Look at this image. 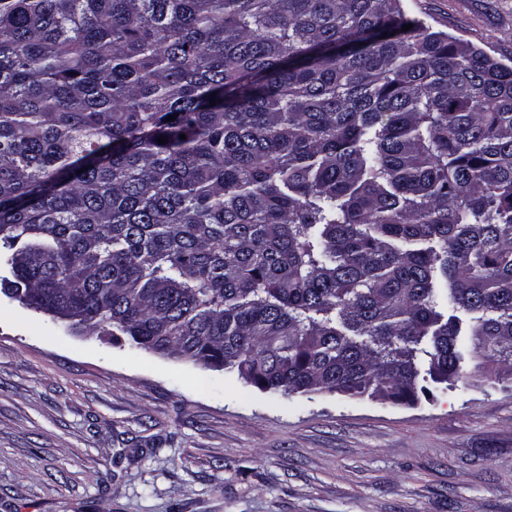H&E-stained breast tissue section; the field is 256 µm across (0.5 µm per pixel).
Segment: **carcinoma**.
<instances>
[{
  "instance_id": "cac0c4a2",
  "label": "carcinoma",
  "mask_w": 512,
  "mask_h": 512,
  "mask_svg": "<svg viewBox=\"0 0 512 512\" xmlns=\"http://www.w3.org/2000/svg\"><path fill=\"white\" fill-rule=\"evenodd\" d=\"M399 2L0 0V293L286 396L512 370V67Z\"/></svg>"
}]
</instances>
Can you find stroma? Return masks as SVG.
Instances as JSON below:
<instances>
[{"mask_svg":"<svg viewBox=\"0 0 512 512\" xmlns=\"http://www.w3.org/2000/svg\"><path fill=\"white\" fill-rule=\"evenodd\" d=\"M512 66V0H400ZM0 512H512V375L283 396L0 294Z\"/></svg>","mask_w":512,"mask_h":512,"instance_id":"1","label":"stroma"}]
</instances>
